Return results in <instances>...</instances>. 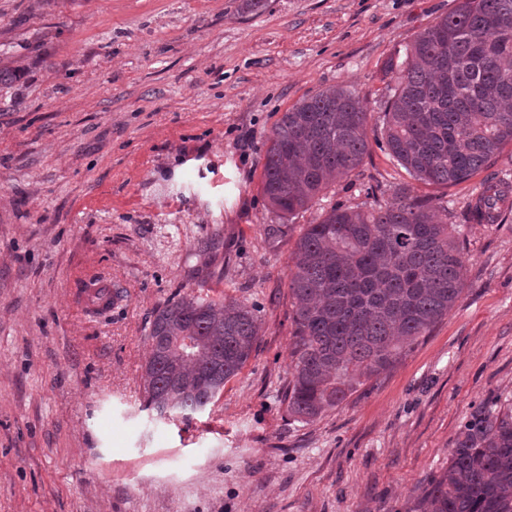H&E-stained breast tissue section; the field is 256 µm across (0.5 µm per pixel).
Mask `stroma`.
Instances as JSON below:
<instances>
[{
  "label": "stroma",
  "mask_w": 512,
  "mask_h": 512,
  "mask_svg": "<svg viewBox=\"0 0 512 512\" xmlns=\"http://www.w3.org/2000/svg\"><path fill=\"white\" fill-rule=\"evenodd\" d=\"M0 0V512H405L480 407L512 403V146L441 188L372 146L287 219L261 193L283 112L343 86L386 100L385 62L457 0ZM444 196L469 286L392 369L294 420L287 263L335 205ZM112 288L117 305L85 307ZM256 305V353L208 409L157 419L152 312L186 294ZM508 188V182L486 186L483 192L466 206L465 221L473 224H496L501 217L498 203L506 195Z\"/></svg>",
  "instance_id": "obj_1"
}]
</instances>
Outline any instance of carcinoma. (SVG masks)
Instances as JSON below:
<instances>
[{"mask_svg":"<svg viewBox=\"0 0 512 512\" xmlns=\"http://www.w3.org/2000/svg\"><path fill=\"white\" fill-rule=\"evenodd\" d=\"M386 70L396 74L381 125L356 92L329 87L283 113L269 139L262 193L293 217L351 176L384 143L415 178L469 180L512 144V0H458L417 34ZM509 183L484 188L465 221L495 224ZM289 267L294 329L288 413L311 421L392 367L445 317L467 287L465 244L448 202L397 187L367 209L332 206L303 228ZM257 309L224 296L185 295L150 320L145 407L185 420L213 403L256 351ZM196 340L192 354L181 340ZM407 512H512V408L475 410L448 467Z\"/></svg>","mask_w":512,"mask_h":512,"instance_id":"obj_1","label":"carcinoma"}]
</instances>
